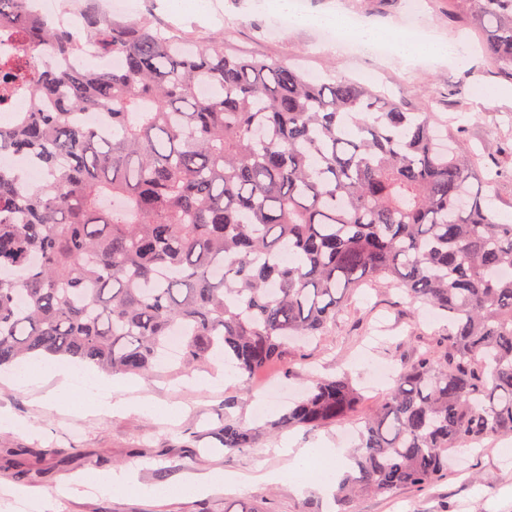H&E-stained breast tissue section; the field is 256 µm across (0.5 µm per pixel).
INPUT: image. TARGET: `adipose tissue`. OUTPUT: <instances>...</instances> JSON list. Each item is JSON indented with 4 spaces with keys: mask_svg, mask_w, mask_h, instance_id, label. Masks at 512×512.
Masks as SVG:
<instances>
[{
    "mask_svg": "<svg viewBox=\"0 0 512 512\" xmlns=\"http://www.w3.org/2000/svg\"><path fill=\"white\" fill-rule=\"evenodd\" d=\"M299 24L336 28L351 35L353 41L370 48L377 44L389 43L393 55L405 64H413L425 59L442 60L453 57L457 49L454 45L437 38L412 40L394 28L353 25L343 12L323 15H304ZM5 380L19 385L48 379L55 381L52 393L54 399L79 395L100 414H115L138 411L150 407L148 401L128 398L120 392L119 383L98 375L93 367L49 357L30 359L20 368L10 369L0 374ZM347 459L340 448H303L295 452L289 471V479L297 492L310 489L325 490L335 486L341 467ZM242 481L224 471L215 469L207 472L190 484H159L150 487L151 496L158 498L175 497L184 494L206 495L214 491L240 488Z\"/></svg>",
    "mask_w": 512,
    "mask_h": 512,
    "instance_id": "1",
    "label": "adipose tissue"
}]
</instances>
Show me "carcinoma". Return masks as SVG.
I'll list each match as a JSON object with an SVG mask.
<instances>
[{
  "instance_id": "carcinoma-1",
  "label": "carcinoma",
  "mask_w": 512,
  "mask_h": 512,
  "mask_svg": "<svg viewBox=\"0 0 512 512\" xmlns=\"http://www.w3.org/2000/svg\"><path fill=\"white\" fill-rule=\"evenodd\" d=\"M512 80V0H457ZM0 366L34 353L107 375L189 372L216 358L241 380L328 335L370 282L448 317L436 346L397 370L356 423L336 512L364 495L424 488L452 453L512 435V224L498 219L472 152L427 112L368 84L199 45L145 18L96 12L77 34L29 0H0ZM115 59L110 70L70 62ZM97 112L99 129L76 121ZM361 403L351 378H318L273 421L251 426L224 401L228 450L318 430Z\"/></svg>"
}]
</instances>
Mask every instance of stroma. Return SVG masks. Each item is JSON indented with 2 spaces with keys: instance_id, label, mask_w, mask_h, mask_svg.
Here are the masks:
<instances>
[{
  "instance_id": "obj_1",
  "label": "stroma",
  "mask_w": 512,
  "mask_h": 512,
  "mask_svg": "<svg viewBox=\"0 0 512 512\" xmlns=\"http://www.w3.org/2000/svg\"><path fill=\"white\" fill-rule=\"evenodd\" d=\"M141 14L162 23H175L192 40L208 42L223 35L226 48L257 58L292 63L312 77L328 80L359 79L374 72L378 91L406 108L438 115L451 134L462 139L479 159L480 170L512 169V80L501 77L492 59L477 61L472 46L485 32L472 28L470 44H463L461 21L453 0H420L417 25L432 36L459 45L458 56L445 61L425 60L406 67L393 56L373 57L322 43L318 26H296L270 35L273 11L264 0H221L223 26L213 16H202L189 0H140ZM307 13L336 8L366 24L403 28L409 20L407 0H304ZM444 320L426 314L395 289L363 287L349 297L344 313L329 336L291 350L287 366L277 365L254 375L250 396L239 383L192 386L191 378H135L151 401L177 404L181 415L164 420L148 411L100 415L83 398L71 397L49 406L42 396L50 384L35 382L19 388L0 382V415L15 424L0 426V512H17L9 486L26 489L49 504L47 512H331L332 497L311 490L297 493L289 479L262 482V474L285 470L289 460L283 447L342 446L344 425L306 431L295 428L278 437L261 439L254 448L229 451L219 441L220 417L226 398L238 397L234 416L254 424L274 419L285 402L268 396L274 383L287 388L289 397L306 391L315 377L348 370L368 412L385 395L389 384L371 383L374 366L394 369L436 344ZM464 470H450L434 487L404 489L391 497L369 495L358 512H512V437L487 440L485 448L464 453ZM131 469L141 484H175L214 469L259 482L234 492L207 496L157 499L140 493L123 496L102 490L59 496L61 485L75 481L87 469ZM486 474L490 486L475 484L473 475Z\"/></svg>"
}]
</instances>
